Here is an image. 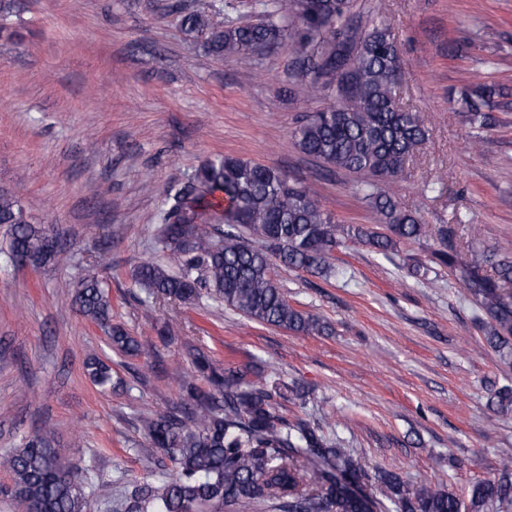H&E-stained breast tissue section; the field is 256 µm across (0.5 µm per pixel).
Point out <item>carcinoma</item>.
<instances>
[{
	"label": "carcinoma",
	"mask_w": 512,
	"mask_h": 512,
	"mask_svg": "<svg viewBox=\"0 0 512 512\" xmlns=\"http://www.w3.org/2000/svg\"><path fill=\"white\" fill-rule=\"evenodd\" d=\"M278 0H253L258 22L219 27L212 16L224 0L188 8L174 0L185 34L216 59L251 52L258 43L276 46L292 39L296 67L310 77L315 94L328 92L333 106L300 116L293 131L301 153L330 170L355 176L379 215L383 231L345 226L323 210L307 188L291 182L276 166L231 156L202 163L184 182L167 190L157 242L177 267L147 260L132 273L151 309L159 299L184 305L203 295L261 324L308 335L328 326L289 302L274 281L273 260L314 274H329L334 250L362 242L387 256L400 244L427 234L426 225L386 194L382 184L402 177L408 158L425 142L427 127L419 112L398 106L401 58L388 25L359 32L347 18L350 0H291L288 23L277 19ZM501 88L477 83L463 98L461 118L480 132L496 124L492 112ZM0 224L9 261L42 266L58 257L46 247L48 229L29 222L21 201L0 191ZM439 247L430 264L411 256L413 274L429 281L432 265L457 274L483 313L487 345L512 357V256L463 251L449 238L448 226L434 231ZM72 304L104 329L112 350L149 355L120 324L112 323V292L95 275L74 286ZM190 371L178 378L179 409L145 420L152 447L162 452L147 461L154 480L136 484L125 497V512H486L496 503L512 507V459L501 462L493 479L472 486L464 499L443 487L410 489L390 471L375 474L382 498L367 491L370 475L361 457L333 442L321 424L295 421L279 413L274 396L306 404L298 386L279 393L249 364L225 368L201 348L188 351ZM100 391L112 390V365L100 358L84 364ZM499 412L512 410V387L493 395ZM53 432L42 428L23 446L0 456L10 474L6 489L14 512H92L94 490L86 476L63 463L53 448Z\"/></svg>",
	"instance_id": "carcinoma-1"
}]
</instances>
